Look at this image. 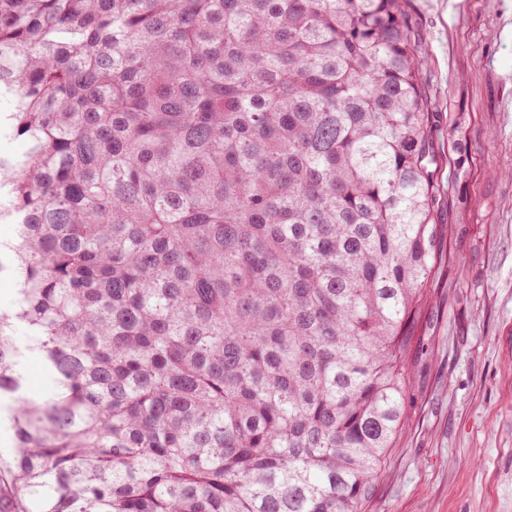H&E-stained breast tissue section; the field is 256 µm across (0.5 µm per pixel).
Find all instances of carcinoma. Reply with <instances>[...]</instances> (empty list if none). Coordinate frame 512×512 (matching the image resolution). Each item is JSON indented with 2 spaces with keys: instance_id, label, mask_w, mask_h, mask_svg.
I'll use <instances>...</instances> for the list:
<instances>
[{
  "instance_id": "1",
  "label": "carcinoma",
  "mask_w": 512,
  "mask_h": 512,
  "mask_svg": "<svg viewBox=\"0 0 512 512\" xmlns=\"http://www.w3.org/2000/svg\"><path fill=\"white\" fill-rule=\"evenodd\" d=\"M423 63L403 0H0L11 512H361L438 258ZM23 369L26 377L27 391L30 397L45 400L54 392V382L43 366V360L36 351H25Z\"/></svg>"
}]
</instances>
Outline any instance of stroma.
<instances>
[{
  "label": "stroma",
  "instance_id": "obj_1",
  "mask_svg": "<svg viewBox=\"0 0 512 512\" xmlns=\"http://www.w3.org/2000/svg\"><path fill=\"white\" fill-rule=\"evenodd\" d=\"M433 114L441 260L406 419L362 512H512V0H408Z\"/></svg>",
  "mask_w": 512,
  "mask_h": 512
}]
</instances>
